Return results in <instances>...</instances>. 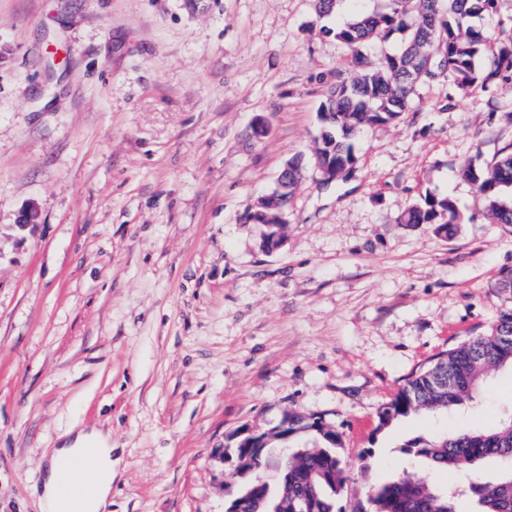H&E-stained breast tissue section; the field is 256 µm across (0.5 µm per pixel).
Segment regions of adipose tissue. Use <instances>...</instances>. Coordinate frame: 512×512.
<instances>
[{"label":"adipose tissue","mask_w":512,"mask_h":512,"mask_svg":"<svg viewBox=\"0 0 512 512\" xmlns=\"http://www.w3.org/2000/svg\"><path fill=\"white\" fill-rule=\"evenodd\" d=\"M90 452L96 458L98 477L91 493L81 499L77 507L79 512H103L112 493V436L96 428L79 431L73 440L56 449L47 460L40 483L33 487L43 512H57L62 480L81 481L83 459Z\"/></svg>","instance_id":"obj_1"}]
</instances>
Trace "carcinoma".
<instances>
[{
    "label": "carcinoma",
    "mask_w": 512,
    "mask_h": 512,
    "mask_svg": "<svg viewBox=\"0 0 512 512\" xmlns=\"http://www.w3.org/2000/svg\"><path fill=\"white\" fill-rule=\"evenodd\" d=\"M501 0H386L384 8L360 14L336 29L335 37L355 51L354 72L340 76L320 105L324 121L314 156L330 159L336 179L348 177L356 163L351 140L367 129L394 122L406 111L418 88L454 78L458 87L488 89L512 83V27L490 35L477 21L498 13ZM395 32L402 34L403 49L386 55L375 65L361 48L373 47ZM494 42L489 64L480 70L475 58L488 42ZM290 200L304 170L303 159L287 162ZM466 176L478 188L485 210L496 224L512 225V203L504 190L512 186V147L501 150L480 171L467 169ZM403 224H432L439 236L448 226L461 223L455 203L448 198L422 195L404 212ZM512 308L500 313L491 330L449 350L412 376L377 413L378 428L421 413L443 411L472 397L486 374L512 368ZM314 431L315 448H290L281 458L276 491L253 480L243 484L231 502L236 512H336V498L344 491L347 465L342 460L338 432L319 421L292 412L288 433L292 438ZM409 458L422 462L421 475H397L370 486L358 512H459L467 499L472 512H512V415L488 427L416 437L404 445ZM497 461L500 472L486 476L483 467ZM469 467L466 486L453 480L437 483L431 474L452 476Z\"/></svg>",
    "instance_id": "1"
}]
</instances>
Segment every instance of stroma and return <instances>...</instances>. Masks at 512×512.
<instances>
[{
  "instance_id": "stroma-1",
  "label": "stroma",
  "mask_w": 512,
  "mask_h": 512,
  "mask_svg": "<svg viewBox=\"0 0 512 512\" xmlns=\"http://www.w3.org/2000/svg\"><path fill=\"white\" fill-rule=\"evenodd\" d=\"M381 4L0 0V512H41L42 458L73 427L112 433L105 512H226L237 433L293 410L341 434L354 512L409 471L405 441L512 414L503 369L471 402L376 417L512 308V227L464 174L512 144V85L418 89L354 140L349 177L306 170L276 252L249 219L313 154L354 58L332 29ZM425 193L462 214L447 237L399 223ZM285 165L288 166H286L284 171L280 173L278 178V186L281 190V184L288 185L287 192H279V196L284 197V203L287 204L301 181L302 173L304 170V163L301 156H294L290 158Z\"/></svg>"
}]
</instances>
